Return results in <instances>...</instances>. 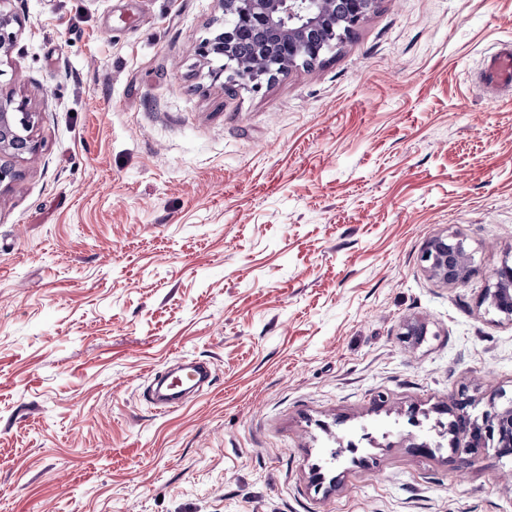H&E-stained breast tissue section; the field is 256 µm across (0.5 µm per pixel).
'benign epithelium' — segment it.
I'll list each match as a JSON object with an SVG mask.
<instances>
[{
  "instance_id": "1",
  "label": "benign epithelium",
  "mask_w": 512,
  "mask_h": 512,
  "mask_svg": "<svg viewBox=\"0 0 512 512\" xmlns=\"http://www.w3.org/2000/svg\"><path fill=\"white\" fill-rule=\"evenodd\" d=\"M377 0H221L224 15L233 16V26L224 27L214 37L203 41L199 55L209 60L223 57L224 70L236 74L244 69L233 58L232 48L238 32H265L269 59L265 68L252 67L254 82L265 75L285 72L300 63H311L330 48L316 40L325 30L331 39L340 40L350 34L367 17ZM21 20L10 12L0 10V55L8 53L17 38L14 27ZM34 113L29 101L13 94H0V185H12L22 177L16 168L25 156L38 151L32 130ZM421 262L428 276L445 286L458 285L471 273V254L464 241L448 235H438L427 243ZM495 282L487 288L481 303L512 322V267L504 265L497 270ZM472 399L460 394L455 402V420L448 431L458 433V445L473 455L488 443L496 445L503 457L512 456V404L501 409L495 403L482 412V418L473 420L468 413Z\"/></svg>"
}]
</instances>
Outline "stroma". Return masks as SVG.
Masks as SVG:
<instances>
[{
	"mask_svg": "<svg viewBox=\"0 0 512 512\" xmlns=\"http://www.w3.org/2000/svg\"><path fill=\"white\" fill-rule=\"evenodd\" d=\"M0 10L39 145L0 192V512H512V458L408 423L512 396L480 304L512 263V89L482 81L512 0H377L257 86L197 53L219 0ZM187 360L214 379L163 411ZM15 25L21 28V20L10 12L0 10V55L8 53L17 38V32L13 31ZM471 260L464 241L447 234L429 240L421 255L428 276L445 286L465 281L471 273Z\"/></svg>",
	"mask_w": 512,
	"mask_h": 512,
	"instance_id": "obj_1",
	"label": "stroma"
}]
</instances>
